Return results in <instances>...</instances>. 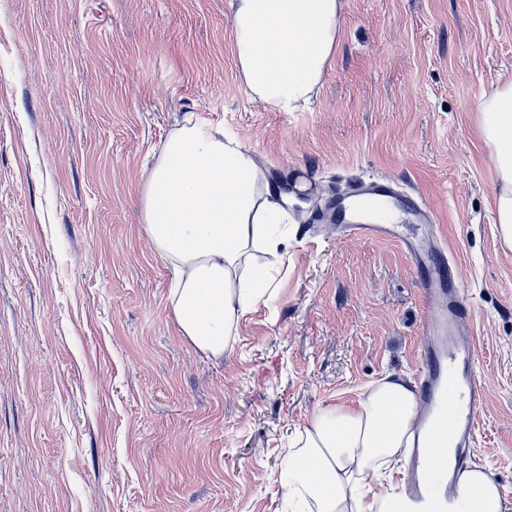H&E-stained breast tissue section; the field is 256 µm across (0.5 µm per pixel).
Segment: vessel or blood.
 Here are the masks:
<instances>
[{
	"label": "vessel or blood",
	"mask_w": 512,
	"mask_h": 512,
	"mask_svg": "<svg viewBox=\"0 0 512 512\" xmlns=\"http://www.w3.org/2000/svg\"><path fill=\"white\" fill-rule=\"evenodd\" d=\"M328 220L345 239L375 238L398 243L414 265L428 306L418 355L420 410L417 442L401 492L409 512H456L459 466L475 451L486 394L478 375L480 355L469 334L473 300L460 265L439 235L433 211L413 190H399L387 177L373 179L333 200ZM450 446L453 465L433 469L430 452Z\"/></svg>",
	"instance_id": "vessel-or-blood-1"
}]
</instances>
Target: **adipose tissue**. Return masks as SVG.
Wrapping results in <instances>:
<instances>
[{
    "instance_id": "adipose-tissue-1",
    "label": "adipose tissue",
    "mask_w": 512,
    "mask_h": 512,
    "mask_svg": "<svg viewBox=\"0 0 512 512\" xmlns=\"http://www.w3.org/2000/svg\"><path fill=\"white\" fill-rule=\"evenodd\" d=\"M240 84L274 110L315 96L336 51L343 0H231ZM477 127L492 152L499 233L512 243V80L483 91ZM142 231L171 269V313L206 357L234 344L242 317L273 293L266 265H283L286 236L272 232L287 195L239 140L197 114L173 130L143 181ZM416 395L386 375L348 407H327L297 429L278 470L291 512H402L393 476L414 442ZM462 512H504L482 467L465 472Z\"/></svg>"
}]
</instances>
